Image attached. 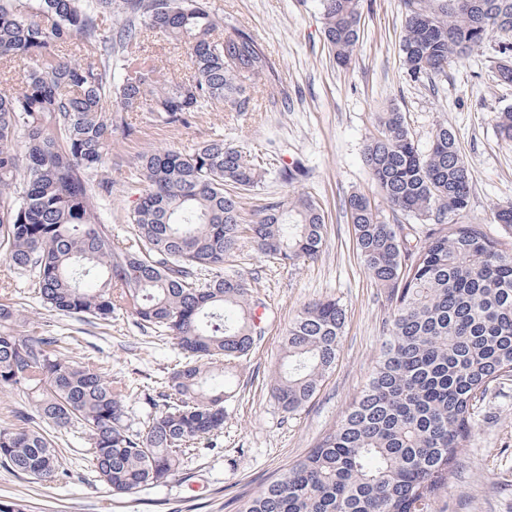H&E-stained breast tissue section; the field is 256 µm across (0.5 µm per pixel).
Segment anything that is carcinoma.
I'll use <instances>...</instances> for the list:
<instances>
[{
  "label": "carcinoma",
  "instance_id": "obj_1",
  "mask_svg": "<svg viewBox=\"0 0 512 512\" xmlns=\"http://www.w3.org/2000/svg\"><path fill=\"white\" fill-rule=\"evenodd\" d=\"M323 37L341 67L360 39L363 0H320ZM400 51L407 75L446 73L494 31L512 33V0H403ZM115 24L100 28L104 14ZM159 36L181 46L192 69L167 80L145 50ZM495 77L512 83V42L496 49ZM119 71L112 74V58ZM0 254L34 279L42 303L91 323L121 312L174 340L181 361L147 427L133 431L128 384L57 337L22 332L0 303V389L31 398L38 418L75 428L88 463L113 494L175 477L195 441L224 430V377L247 361L262 328L253 289L224 266L250 240L265 257L311 258L325 245V217L306 195L266 203L245 223L242 191L265 171L258 156L222 140L134 159L138 197L131 236L112 237L102 171L118 125L106 112L142 108L168 124L193 112L252 110L247 82L279 79L244 28H223L205 0H0ZM363 158L393 217L433 221L421 238L390 224L368 196L344 202L369 280L394 304L369 382L339 425L305 455L238 499L237 512H436L448 472L476 431L488 385L512 373V204L498 208L494 237L465 221L469 162L437 125L423 151L403 113H374ZM497 129L512 141V108ZM346 310L330 298L289 324L271 397L295 415L338 359ZM56 442L33 426H0V466L51 483L67 475Z\"/></svg>",
  "mask_w": 512,
  "mask_h": 512
}]
</instances>
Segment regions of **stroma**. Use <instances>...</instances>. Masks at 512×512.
Instances as JSON below:
<instances>
[{
	"label": "stroma",
	"mask_w": 512,
	"mask_h": 512,
	"mask_svg": "<svg viewBox=\"0 0 512 512\" xmlns=\"http://www.w3.org/2000/svg\"><path fill=\"white\" fill-rule=\"evenodd\" d=\"M207 2L227 25L258 38L280 80L259 92L256 111L210 109L171 125L151 113L127 112L109 103L117 122L135 128L134 135L113 138L107 163L112 234L118 240L128 236L126 215L136 201L132 162L139 153L188 151L221 139L258 153L270 165L260 190L245 195V220H255L268 200L306 194L325 215L326 245L317 257L286 266L248 244L226 264V272L251 283L264 334L239 377L226 385L232 397L225 404L223 434L199 441L185 456L179 475L130 497L113 496L83 456V436L58 429L54 435L68 477L44 484L0 467V498L22 501L25 512H236L239 495L257 490L289 467L339 422L368 382L381 353L383 325L393 311L364 272L344 208L345 198L360 191L379 211L388 209L363 162L375 112L398 107L423 149L436 125L449 127L471 167L468 221L499 235L493 214L512 204V142L501 140L496 128L497 112L512 107V84L495 79L498 36L446 74L414 81L406 74L399 48L402 0H366L361 38L346 68L336 66L324 44L320 0ZM287 165L300 170L290 183L279 175ZM328 297L346 308L339 359L312 401L298 414H285L268 392L282 339L304 305ZM0 303L12 304L30 319L31 330L59 337L70 355L92 354L108 377L127 383L131 429H141L154 414L151 398L177 360L171 340L122 315L101 326L47 309L33 283L1 262ZM440 506L442 512H512V375L492 382L478 402L474 445L449 475Z\"/></svg>",
	"instance_id": "stroma-1"
}]
</instances>
